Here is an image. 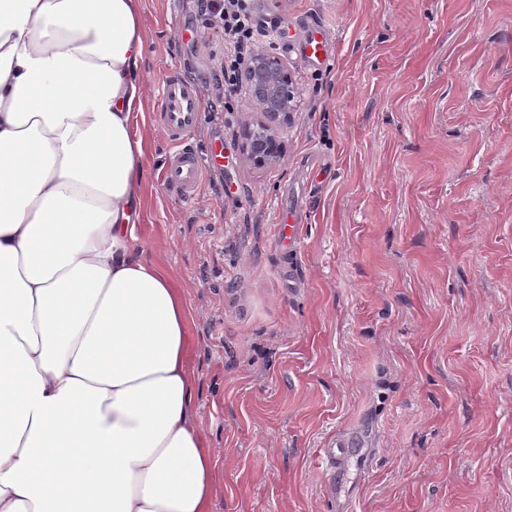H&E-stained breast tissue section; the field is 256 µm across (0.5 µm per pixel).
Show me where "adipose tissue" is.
<instances>
[{
    "mask_svg": "<svg viewBox=\"0 0 512 512\" xmlns=\"http://www.w3.org/2000/svg\"><path fill=\"white\" fill-rule=\"evenodd\" d=\"M141 0H0V512H210L191 312L136 234Z\"/></svg>",
    "mask_w": 512,
    "mask_h": 512,
    "instance_id": "adipose-tissue-1",
    "label": "adipose tissue"
}]
</instances>
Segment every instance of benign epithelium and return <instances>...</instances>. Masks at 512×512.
<instances>
[{"label": "benign epithelium", "mask_w": 512, "mask_h": 512, "mask_svg": "<svg viewBox=\"0 0 512 512\" xmlns=\"http://www.w3.org/2000/svg\"><path fill=\"white\" fill-rule=\"evenodd\" d=\"M243 83L249 100L260 109V118L244 125L241 151L254 167H271L282 152L279 131L291 120L297 88L282 58L266 49L248 60Z\"/></svg>", "instance_id": "obj_1"}]
</instances>
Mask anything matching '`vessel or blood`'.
I'll list each match as a JSON object with an SVG mask.
<instances>
[{
	"label": "vessel or blood",
	"instance_id": "vessel-or-blood-1",
	"mask_svg": "<svg viewBox=\"0 0 512 512\" xmlns=\"http://www.w3.org/2000/svg\"><path fill=\"white\" fill-rule=\"evenodd\" d=\"M305 59L322 66H330L332 54L327 35L317 24L308 25L303 43ZM203 109L195 88L178 73H170L163 82L156 119L164 128L173 153L163 171L165 185L184 200H192L209 164L207 156L199 154L183 142V138L198 122ZM360 438L351 434L340 437L332 447L323 449L322 455L328 469L337 470L347 461L352 448L358 447Z\"/></svg>",
	"mask_w": 512,
	"mask_h": 512
}]
</instances>
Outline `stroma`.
Returning <instances> with one entry per match:
<instances>
[{"mask_svg":"<svg viewBox=\"0 0 512 512\" xmlns=\"http://www.w3.org/2000/svg\"><path fill=\"white\" fill-rule=\"evenodd\" d=\"M299 91L270 169L259 109L201 112L195 198L161 175L170 70L222 54L194 0H141L148 164L136 232L184 290L196 418L220 452L212 512H512V0H257ZM321 24L334 63L300 57ZM304 226L292 256L278 236ZM365 443L341 475L318 461ZM360 437L357 434H350L336 439L332 448H323L322 455L328 470H339L347 461L352 448H358Z\"/></svg>","mask_w":512,"mask_h":512,"instance_id":"stroma-1","label":"stroma"}]
</instances>
